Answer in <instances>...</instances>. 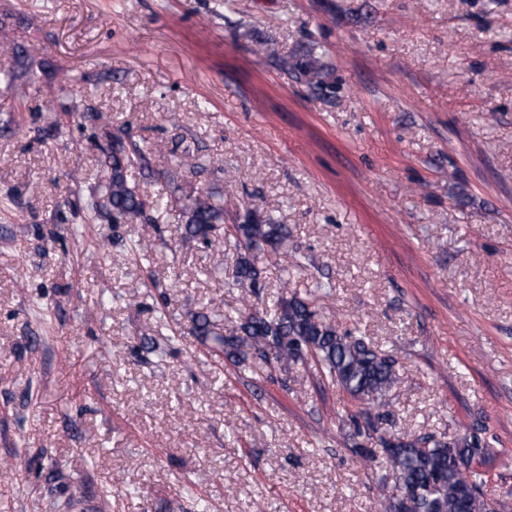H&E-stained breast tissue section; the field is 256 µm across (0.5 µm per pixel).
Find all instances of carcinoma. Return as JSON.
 <instances>
[{
	"instance_id": "1",
	"label": "carcinoma",
	"mask_w": 512,
	"mask_h": 512,
	"mask_svg": "<svg viewBox=\"0 0 512 512\" xmlns=\"http://www.w3.org/2000/svg\"><path fill=\"white\" fill-rule=\"evenodd\" d=\"M0 81L14 88L17 102L25 105L29 90L14 72L1 73ZM86 112L85 119L105 139L101 160L105 179L85 201H75L73 208L90 223L100 217L114 224L132 218L151 223L159 200L142 195L128 180L131 170L148 168V149L112 132V120L104 113L91 108ZM197 167V158L186 152L161 177L171 183ZM169 205L180 212L189 238L210 243L217 226L224 225V241L238 253L232 285L258 295L264 284L254 253L278 257L291 237L288 226L263 219L253 210L237 223L227 224L224 208L202 192L171 199ZM224 322L230 324L226 334L207 315L194 317V330L211 341V351L237 364L259 360L281 368L312 360L326 383L340 387L359 403V411L348 419L347 445L365 462L373 460L378 449L385 454L391 475L378 480L382 512H499L504 507L485 492L486 472L471 465L475 459L488 463L495 459L477 433L449 439L392 430L387 395L398 383L396 353L377 349L367 337L323 320L312 303L294 294L281 297L271 309L246 307L227 313Z\"/></svg>"
}]
</instances>
